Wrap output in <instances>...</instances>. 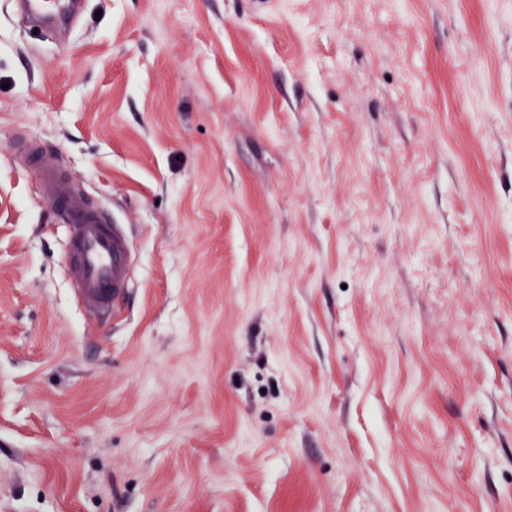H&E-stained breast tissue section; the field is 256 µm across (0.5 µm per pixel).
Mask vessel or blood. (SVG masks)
Listing matches in <instances>:
<instances>
[{"mask_svg":"<svg viewBox=\"0 0 512 512\" xmlns=\"http://www.w3.org/2000/svg\"><path fill=\"white\" fill-rule=\"evenodd\" d=\"M25 14L45 22L70 18V0H18ZM28 169L39 177L41 193L60 223L70 227L65 267L83 306L101 315L130 286L135 256L124 225L90 208L68 177L46 166L36 141L22 142Z\"/></svg>","mask_w":512,"mask_h":512,"instance_id":"1","label":"vessel or blood"}]
</instances>
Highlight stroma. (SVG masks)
<instances>
[{
    "instance_id": "obj_1",
    "label": "stroma",
    "mask_w": 512,
    "mask_h": 512,
    "mask_svg": "<svg viewBox=\"0 0 512 512\" xmlns=\"http://www.w3.org/2000/svg\"><path fill=\"white\" fill-rule=\"evenodd\" d=\"M0 512H512V0H0ZM25 14L34 21L45 22L68 19L72 15L69 0H18ZM20 148L55 217L71 229L65 267L72 288L89 312L106 313L129 288L135 262L124 224L88 207L68 177L46 166L36 141H24Z\"/></svg>"
}]
</instances>
